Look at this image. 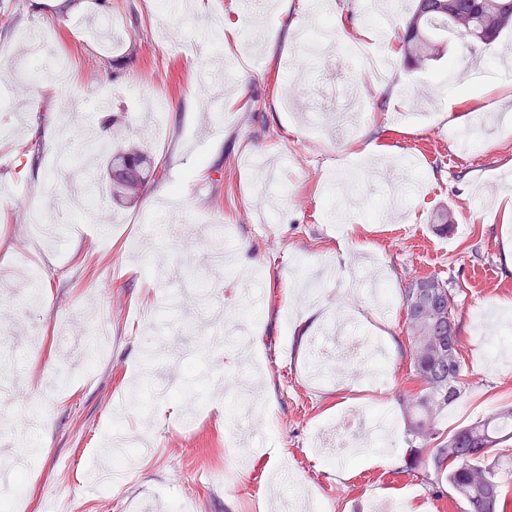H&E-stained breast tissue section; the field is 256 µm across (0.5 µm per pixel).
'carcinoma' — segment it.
Listing matches in <instances>:
<instances>
[{
	"label": "carcinoma",
	"mask_w": 512,
	"mask_h": 512,
	"mask_svg": "<svg viewBox=\"0 0 512 512\" xmlns=\"http://www.w3.org/2000/svg\"><path fill=\"white\" fill-rule=\"evenodd\" d=\"M512 27V0H416L400 38L404 60L419 66L440 53L446 35L467 41L472 52L491 45ZM98 151L112 173V199L132 202L158 169L150 155L137 145ZM402 307L411 343L410 380L414 387L400 398L409 436L406 469L431 461L427 483L443 484L465 504L466 512H504L500 463L488 461L492 448L512 438V406L446 435L438 429L440 416L465 394L458 334V307L448 282L439 275L415 280L404 288Z\"/></svg>",
	"instance_id": "cac0c4a2"
}]
</instances>
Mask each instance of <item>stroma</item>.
I'll return each instance as SVG.
<instances>
[{
  "label": "stroma",
  "instance_id": "35a3bbf8",
  "mask_svg": "<svg viewBox=\"0 0 512 512\" xmlns=\"http://www.w3.org/2000/svg\"><path fill=\"white\" fill-rule=\"evenodd\" d=\"M366 1L327 0L322 18L342 44L386 27L381 82L349 57L306 61L296 22L308 0L257 12L244 0H81L64 14L62 0H0L13 14L0 96L14 105L0 111V388L20 392L0 401V449L28 452L30 467L0 494L12 512H174L187 496L193 512H288V485L321 512H464L406 469L401 304L380 316L349 283L372 265L397 298L413 280L447 279L470 386L442 432L512 404V362L492 361L476 326L512 320V97L449 69L455 36L440 59L407 66L397 34L414 0H374L372 25ZM260 13L276 43L254 39ZM97 17L111 37L89 27ZM33 33L67 61L65 79L30 55ZM112 115L160 175L118 205L99 172L89 217L61 195ZM371 141L380 151L362 161ZM444 211L447 235L435 230ZM255 278L265 300L249 310ZM312 308L321 320L296 339ZM346 312L379 343L383 385L360 384L357 366L343 384L309 377L314 339ZM243 319L241 340L212 347ZM134 395L146 407L123 418L129 461L119 482L97 483L115 454L113 411ZM374 408L390 414L388 464L329 461L324 431Z\"/></svg>",
  "mask_w": 512,
  "mask_h": 512
}]
</instances>
